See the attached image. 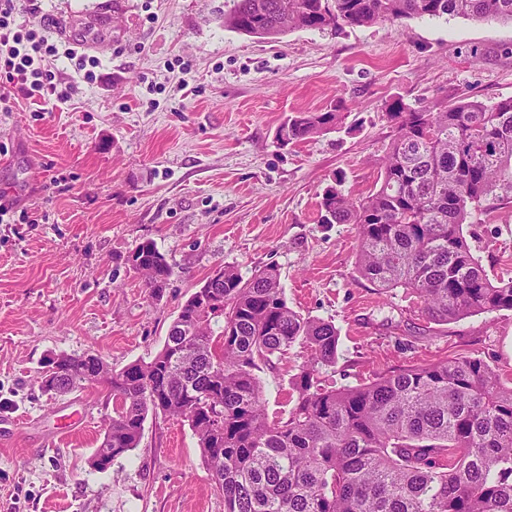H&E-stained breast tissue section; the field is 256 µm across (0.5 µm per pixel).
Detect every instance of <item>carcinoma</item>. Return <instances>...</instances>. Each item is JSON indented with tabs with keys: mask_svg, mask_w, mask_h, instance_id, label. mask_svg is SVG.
Wrapping results in <instances>:
<instances>
[{
	"mask_svg": "<svg viewBox=\"0 0 512 512\" xmlns=\"http://www.w3.org/2000/svg\"><path fill=\"white\" fill-rule=\"evenodd\" d=\"M462 17L512 23V0H236L224 26L264 39L294 29ZM393 135L379 187L354 195L328 187L324 224L358 229V273L402 288L436 324L512 310V279L492 281L464 234L467 218L512 202V97L411 109L388 104ZM339 110L291 116L280 145L336 129ZM136 273L167 283L172 268L153 242L127 256ZM221 307L182 306L162 348L100 381L112 415L99 450L116 461L142 438L150 414L189 422L224 512H512V384L484 360L402 366L342 388L322 383L336 367L335 326L288 306L277 266L250 277L225 266ZM304 349L291 407L269 418L259 372ZM94 352L61 355L50 395L79 387Z\"/></svg>",
	"mask_w": 512,
	"mask_h": 512,
	"instance_id": "carcinoma-1",
	"label": "carcinoma"
}]
</instances>
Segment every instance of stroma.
I'll list each match as a JSON object with an SVG mask.
<instances>
[{"mask_svg": "<svg viewBox=\"0 0 512 512\" xmlns=\"http://www.w3.org/2000/svg\"><path fill=\"white\" fill-rule=\"evenodd\" d=\"M38 5L52 40L94 30L100 44L92 82L53 62L74 85L67 101L0 83L13 101L0 112V201L17 208L0 223V512H224L188 422L147 418L138 447L98 472L111 398L37 384L57 353L116 369L150 359L219 266L247 278L276 265L289 306L335 325L329 386L462 355L512 379V311L428 322L414 295L360 276L355 226L321 223L319 209L334 182L373 189L391 101L512 97L511 23L425 17L270 40L225 27L234 0ZM332 108L341 129L279 146L288 116ZM467 240L491 280L512 278V203ZM143 241L173 269L157 293L126 263ZM299 362L261 372L269 415L287 409Z\"/></svg>", "mask_w": 512, "mask_h": 512, "instance_id": "obj_1", "label": "stroma"}]
</instances>
